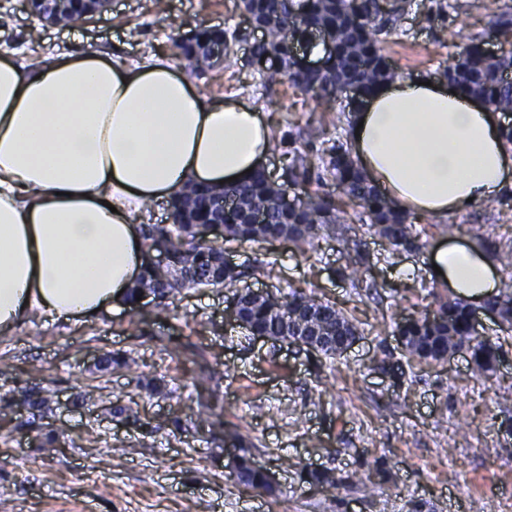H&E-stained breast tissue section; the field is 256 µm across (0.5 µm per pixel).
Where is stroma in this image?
I'll list each match as a JSON object with an SVG mask.
<instances>
[{
	"instance_id": "1",
	"label": "stroma",
	"mask_w": 512,
	"mask_h": 512,
	"mask_svg": "<svg viewBox=\"0 0 512 512\" xmlns=\"http://www.w3.org/2000/svg\"><path fill=\"white\" fill-rule=\"evenodd\" d=\"M238 0H112L88 21L56 26L31 16L24 0H0V52L31 55L30 32L63 51L104 50L130 64L156 51L177 59L172 24L244 33ZM491 21L483 0H406L381 49L402 77H436L459 44ZM210 99L259 107L278 145L265 170L289 199L321 190L330 177L323 144L347 138L336 102L282 75L222 67L194 75ZM307 155L311 180L289 182L290 153ZM333 237L306 252L285 241L232 243L224 255L242 286L331 300L360 328L328 359L260 340L226 320V288H188L137 310H108L79 323L34 317L0 335V512H512V328L480 315V336L498 340L494 372L475 373L468 353L440 363L407 359L394 336L406 316L434 312L453 297L425 269L445 239L438 218L413 216L424 246L393 248L346 201ZM454 237L512 245V221L498 202L449 216ZM364 257L358 279L349 268ZM273 261L259 270L257 260ZM108 352L122 363L99 368ZM390 367L380 368L382 359ZM48 404L29 409L28 396ZM55 445H44L48 433ZM243 454L277 478L274 492L239 485L225 451ZM352 476L326 490L302 470Z\"/></svg>"
}]
</instances>
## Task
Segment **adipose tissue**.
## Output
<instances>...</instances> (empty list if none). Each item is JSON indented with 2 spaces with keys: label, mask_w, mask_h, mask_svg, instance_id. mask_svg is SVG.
<instances>
[{
  "label": "adipose tissue",
  "mask_w": 512,
  "mask_h": 512,
  "mask_svg": "<svg viewBox=\"0 0 512 512\" xmlns=\"http://www.w3.org/2000/svg\"><path fill=\"white\" fill-rule=\"evenodd\" d=\"M500 112L418 77L379 85L351 113L350 149L400 211L440 219L512 185ZM271 152L256 107L207 99L171 60L103 51L0 59V334L32 315L72 321L128 308L145 275L131 216L190 184L245 180ZM460 299L497 286L479 242L431 256Z\"/></svg>",
  "instance_id": "obj_1"
}]
</instances>
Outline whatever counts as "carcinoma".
<instances>
[{
    "mask_svg": "<svg viewBox=\"0 0 512 512\" xmlns=\"http://www.w3.org/2000/svg\"><path fill=\"white\" fill-rule=\"evenodd\" d=\"M239 8H248L266 28V38L252 46L248 65L259 75L268 74L261 59L270 53L277 56L281 74L297 88L322 98H336L343 86L355 83L364 97L379 85L399 78V72L381 54V37L391 33L401 20L404 6L393 0H240ZM484 8L492 17L486 34L505 39L512 33V14L501 9L499 0H485ZM323 31L336 42V54L325 63L324 70L315 75L303 73L297 47H314L317 33ZM228 35L220 28L193 30L189 34L175 33L171 37L188 66L204 70L197 50L202 46L220 47L224 66L232 64L234 52ZM512 69V52L496 60L485 57L483 39L473 38L448 62L443 75L451 77L457 89L472 96L479 95L487 106L500 111L512 110V82L505 73ZM324 169L343 196L354 201L368 214L377 234L396 248L418 249L421 232L410 222V215L394 209L382 191L362 173L344 145L336 143L322 150ZM307 157L293 154L288 163L289 179L295 183L309 180ZM281 193L274 188L266 173L256 172L249 179L224 186L223 195H214L209 188L201 190L195 199L196 219L210 221L224 214V230L218 235L226 243H272L286 239L298 247L310 246L322 235L336 233L340 209L330 193L306 195L297 205L285 208ZM172 224H143L140 231L146 253L164 248L175 263L161 269L147 264V272L130 294L153 296L163 302L185 288H234L241 272L235 267L219 270L215 257L222 247L205 243L198 237L194 224L183 223L177 200L171 202ZM497 310L501 321L512 325V293L506 292L487 300ZM317 330L321 342L317 353L332 358L339 353L343 337L360 334L358 326L336 304L303 292H293L286 298L257 292L241 301L238 326L250 335L260 333L275 342L308 343L301 336V321ZM471 305L461 300L440 303L432 316L406 318L396 323L394 335L400 339L408 357L421 362H441L448 351L466 350L470 353L474 371L485 375L494 371L502 345L475 336ZM236 482L254 490L273 491L265 470L251 458L240 455L231 466ZM303 478L322 487L337 488L343 479L327 470H308Z\"/></svg>",
    "mask_w": 512,
    "mask_h": 512,
    "instance_id": "obj_1",
    "label": "carcinoma"
}]
</instances>
